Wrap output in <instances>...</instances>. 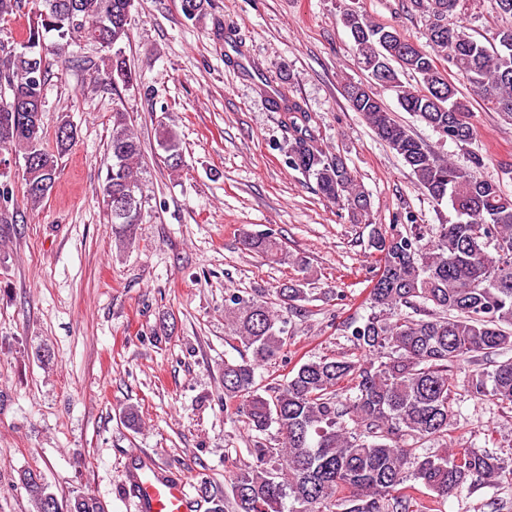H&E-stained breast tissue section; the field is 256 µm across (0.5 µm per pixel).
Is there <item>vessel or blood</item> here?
I'll return each mask as SVG.
<instances>
[{
    "mask_svg": "<svg viewBox=\"0 0 512 512\" xmlns=\"http://www.w3.org/2000/svg\"><path fill=\"white\" fill-rule=\"evenodd\" d=\"M138 512H192L185 479L171 475L150 460L138 461L125 473Z\"/></svg>",
    "mask_w": 512,
    "mask_h": 512,
    "instance_id": "1",
    "label": "vessel or blood"
}]
</instances>
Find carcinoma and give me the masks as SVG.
Segmentation results:
<instances>
[{"instance_id": "carcinoma-1", "label": "carcinoma", "mask_w": 512, "mask_h": 512, "mask_svg": "<svg viewBox=\"0 0 512 512\" xmlns=\"http://www.w3.org/2000/svg\"><path fill=\"white\" fill-rule=\"evenodd\" d=\"M38 8L14 39V51L0 58V154L36 158L23 171V197L40 205L55 185L59 160L77 137L55 134V149L44 147V92L52 63L77 42L112 51L105 73L93 80L117 92L140 79L122 51L130 38L133 0H37ZM408 9L428 17L425 36L432 48L413 47L398 29L377 24L352 10L341 12L350 31L357 63L370 73L379 68L392 79L411 73L417 85L398 96L400 108L425 121L445 140L457 133L474 138L473 112L458 87L436 67L446 60L458 78L480 93L506 122H512V26L491 39L475 38L456 21L461 0H408ZM185 16H207V0H180ZM351 108L401 158L419 189L436 201L447 200L459 220L425 231L376 233L378 272L367 303L373 313L347 323L344 333L360 356L307 359L266 395L255 379L257 366L277 359L288 344V322L307 299L309 263L291 255L274 234L243 236L245 249L278 262L295 264L302 277L278 288L233 292L224 299V334L244 346L251 358L224 362V403L236 406L245 427L261 435L275 428L278 447L262 442L254 463L239 469L224 486L203 477L195 490L208 512H414L405 483L415 480L440 498L480 479L496 488L512 485V457L476 448L419 452L424 440L448 441L455 426L452 369L475 357L485 359L512 349V197L480 179L473 170L483 155L469 154L471 169L416 137L367 86L344 87ZM312 118L300 105L285 108L288 164L315 180L319 194L347 206L353 220L368 216L370 201L345 160L318 145ZM159 146L170 167H180L176 130L162 126ZM112 163L102 199L117 250L131 246L142 223L144 158L138 136L120 106L112 108L107 148ZM25 214L8 182L0 181V246L12 239ZM410 313L396 319L392 312ZM468 390L512 408V361L468 372ZM354 395H346L345 388ZM33 512H108L105 502L77 492L58 499L38 469L19 475Z\"/></svg>"}]
</instances>
